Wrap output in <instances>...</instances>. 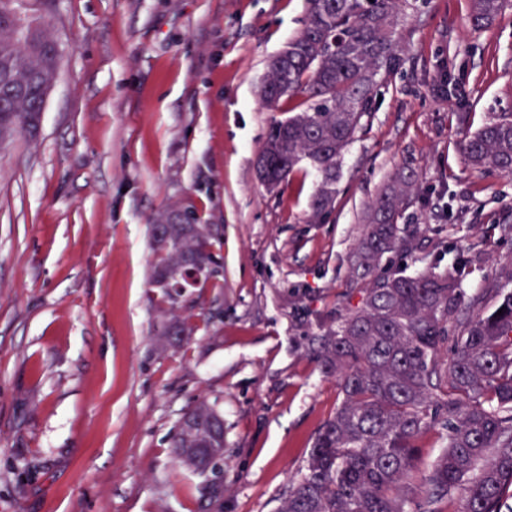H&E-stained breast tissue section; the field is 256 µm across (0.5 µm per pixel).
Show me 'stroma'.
Masks as SVG:
<instances>
[{
	"label": "stroma",
	"instance_id": "stroma-1",
	"mask_svg": "<svg viewBox=\"0 0 512 512\" xmlns=\"http://www.w3.org/2000/svg\"><path fill=\"white\" fill-rule=\"evenodd\" d=\"M61 58L35 135L0 150V512H208L170 436L200 401L224 417L223 512H275L340 400L304 345L350 286L367 206L402 166L425 225L413 274L480 259L467 290L512 266V178L462 154L512 112V9L471 28V0H408L409 59L379 86L342 163L269 194L257 160L273 115L259 88L303 26L305 0H26ZM448 65L464 99L441 89ZM177 205L209 225L222 268L161 302L149 227ZM185 332L162 345L171 315Z\"/></svg>",
	"mask_w": 512,
	"mask_h": 512
}]
</instances>
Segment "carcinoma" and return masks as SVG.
<instances>
[{"mask_svg": "<svg viewBox=\"0 0 512 512\" xmlns=\"http://www.w3.org/2000/svg\"><path fill=\"white\" fill-rule=\"evenodd\" d=\"M512 0H473L470 22L482 30ZM407 0H307L304 27L273 58L260 95L271 111L295 96L304 108L274 119L260 152L267 187L276 190L306 164L319 176L308 223L332 208L345 153L373 107L375 88L407 59L398 31ZM53 35L24 15L22 0H0V144L37 129L56 74ZM467 161L487 174L512 175V112L464 136ZM418 175L403 168L370 201L350 288L307 337L306 352L322 374L336 378L341 399L317 431L307 459L277 512H512V268L494 288L468 291L475 259L459 254L455 270L413 275L389 272L393 252L416 256L425 236L403 224L415 202ZM207 225L193 212H160L151 225L155 256L150 284L173 299V271L218 275ZM503 314H498V310ZM205 429L188 437L184 423ZM445 430L442 455L424 482L415 462L435 426ZM213 453L210 468L182 458L181 449ZM177 461L205 478L210 504L222 508L217 480L224 460V419L202 401L179 421L171 439Z\"/></svg>", "mask_w": 512, "mask_h": 512, "instance_id": "cac0c4a2", "label": "carcinoma"}]
</instances>
